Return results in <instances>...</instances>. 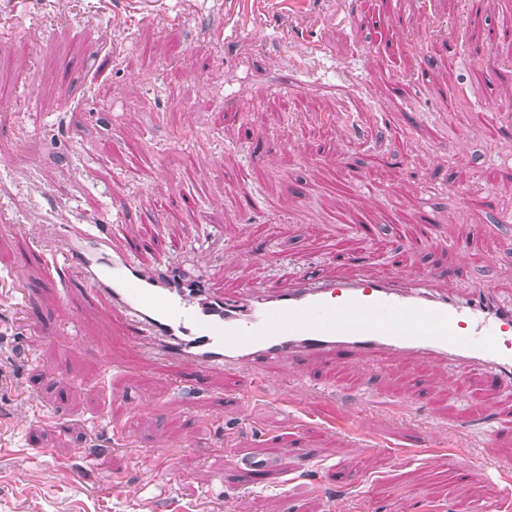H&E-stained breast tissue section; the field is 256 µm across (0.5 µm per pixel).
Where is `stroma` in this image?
<instances>
[{
	"instance_id": "1",
	"label": "stroma",
	"mask_w": 512,
	"mask_h": 512,
	"mask_svg": "<svg viewBox=\"0 0 512 512\" xmlns=\"http://www.w3.org/2000/svg\"><path fill=\"white\" fill-rule=\"evenodd\" d=\"M469 8L0 0V512H456L512 486V388L457 395L458 370L395 359L275 363L252 393L130 343L106 306L75 315L46 253L110 224L227 294L303 257L512 300V40L501 0ZM425 199L439 242L414 249ZM269 443L261 480L225 467Z\"/></svg>"
}]
</instances>
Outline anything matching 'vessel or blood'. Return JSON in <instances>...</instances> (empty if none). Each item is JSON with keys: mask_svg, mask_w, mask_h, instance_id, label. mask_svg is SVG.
<instances>
[{"mask_svg": "<svg viewBox=\"0 0 512 512\" xmlns=\"http://www.w3.org/2000/svg\"><path fill=\"white\" fill-rule=\"evenodd\" d=\"M56 255L71 270L79 308L106 304L133 340L149 339L161 360L198 374L249 369L272 361L344 364L395 357L419 365L455 361L486 387L512 384V305L473 286L455 298L426 281L357 275L312 283L298 276L226 297L134 260L147 241L114 250L110 227L81 224L58 234ZM280 459L268 449L227 455L228 467L257 477Z\"/></svg>", "mask_w": 512, "mask_h": 512, "instance_id": "b4317fda", "label": "vessel or blood"}]
</instances>
